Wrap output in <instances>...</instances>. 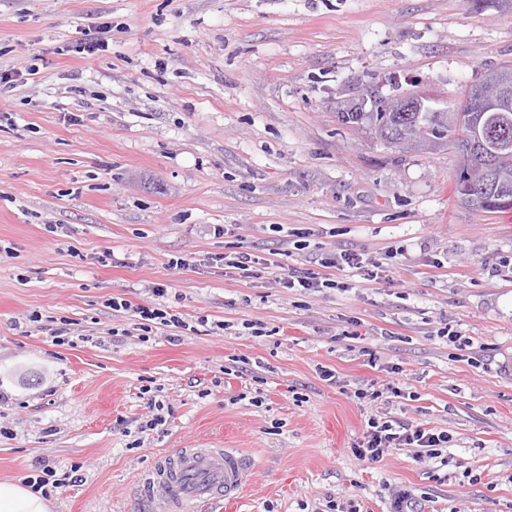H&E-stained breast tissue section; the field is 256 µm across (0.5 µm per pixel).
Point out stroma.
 <instances>
[{"label": "stroma", "instance_id": "35a3bbf8", "mask_svg": "<svg viewBox=\"0 0 512 512\" xmlns=\"http://www.w3.org/2000/svg\"><path fill=\"white\" fill-rule=\"evenodd\" d=\"M510 67L512 0H0V479L77 464L52 512H137L160 455L238 448L242 512H386L400 488L420 512H512V211L455 201V151L336 119L350 87L395 75L453 106ZM236 246L300 268L353 249L388 276L287 290L217 262ZM117 297L179 313L184 342L142 340ZM395 367L407 397L355 398ZM151 396L166 422L143 433ZM381 410L447 429L451 479L407 448L356 460Z\"/></svg>", "mask_w": 512, "mask_h": 512}]
</instances>
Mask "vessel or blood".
<instances>
[{
	"label": "vessel or blood",
	"instance_id": "obj_1",
	"mask_svg": "<svg viewBox=\"0 0 512 512\" xmlns=\"http://www.w3.org/2000/svg\"><path fill=\"white\" fill-rule=\"evenodd\" d=\"M252 475L240 449L177 448L144 474L140 512H208L214 503L238 512Z\"/></svg>",
	"mask_w": 512,
	"mask_h": 512
}]
</instances>
